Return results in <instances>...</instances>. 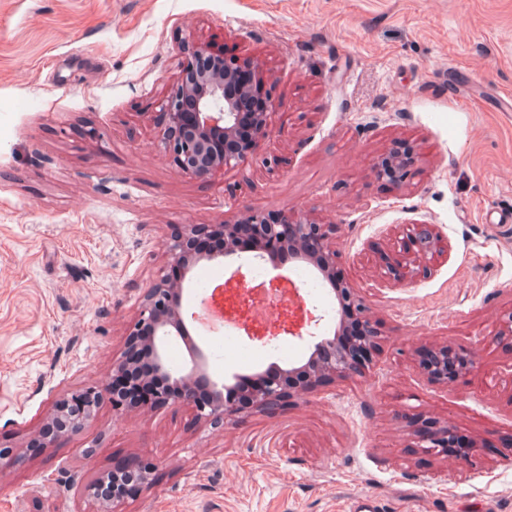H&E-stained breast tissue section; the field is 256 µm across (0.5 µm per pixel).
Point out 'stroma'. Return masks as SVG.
I'll return each instance as SVG.
<instances>
[{
    "mask_svg": "<svg viewBox=\"0 0 512 512\" xmlns=\"http://www.w3.org/2000/svg\"><path fill=\"white\" fill-rule=\"evenodd\" d=\"M267 69L272 130L206 179L162 144L160 102L186 39ZM512 0H0V446L24 450L59 397L105 381L144 292L185 224L294 210L333 224L341 264L382 322L365 377L275 414L216 426L189 406L115 409L0 472V512H93L87 486L123 459L156 468L121 512H512ZM401 185L373 163L401 142ZM444 252L389 286L375 262L408 225ZM250 255L200 263L181 311L182 363L213 378L278 357L223 358L193 319L201 277L230 283ZM466 346L476 364L444 386L417 349ZM473 443L428 457L411 421Z\"/></svg>",
    "mask_w": 512,
    "mask_h": 512,
    "instance_id": "1",
    "label": "stroma"
}]
</instances>
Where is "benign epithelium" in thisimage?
Masks as SVG:
<instances>
[{"label":"benign epithelium","instance_id":"1","mask_svg":"<svg viewBox=\"0 0 512 512\" xmlns=\"http://www.w3.org/2000/svg\"><path fill=\"white\" fill-rule=\"evenodd\" d=\"M181 55L179 77L161 103L163 116L167 118L164 148L182 174L203 179L235 167L255 150L269 135L273 104L260 61L253 59L243 63L200 41L184 44ZM245 66L257 73V78L249 84L238 82V74ZM250 100L260 101L261 108L253 113L251 136L242 139L238 133V109ZM411 162L412 156L408 153H390L377 159L374 171L381 180L399 183ZM333 230L330 224H320L292 210L253 213L222 224L184 225L167 244L169 267L180 269L181 275L174 278L164 272L145 290L138 318L128 334L126 351L112 363V377L133 372L137 352L146 347L150 352V370L159 380V386L142 407L171 401L192 404L200 418L213 424H225L236 421L246 409L272 415L288 400L300 398L319 386L363 376L366 360L379 345V322L372 308L339 277V252L331 242ZM213 235L224 238V251L197 250V241ZM244 236L255 250L266 254L286 253L314 259L333 284L341 314L338 331L317 341L311 362L289 370L276 367L259 374L246 384L244 402L229 403L224 400V392L230 386L206 372L201 349L191 347V365L174 373L167 364L163 339L189 335L181 301L194 266L201 261L223 263V259L241 251ZM440 252V237L434 225L413 224L398 241L395 254H379L378 266L387 279L398 282L404 279L406 272L420 270ZM474 363L472 349H453L446 345L424 349L419 359L420 369L428 380L442 385L468 374ZM106 399L112 400L115 407L127 406L126 399L118 396L109 380L56 400L45 417L42 430L30 439L27 447L49 448L58 438L79 433L95 418ZM456 436L453 426H438L432 422L415 433L416 447L427 455L446 456ZM153 470L154 466L149 463L128 461L118 464L110 478L118 483L123 476L135 475L137 480L132 486L149 490L153 486ZM106 480L103 476L90 483L87 494L98 504V512H120L117 506L124 496H104L102 485Z\"/></svg>","mask_w":512,"mask_h":512}]
</instances>
